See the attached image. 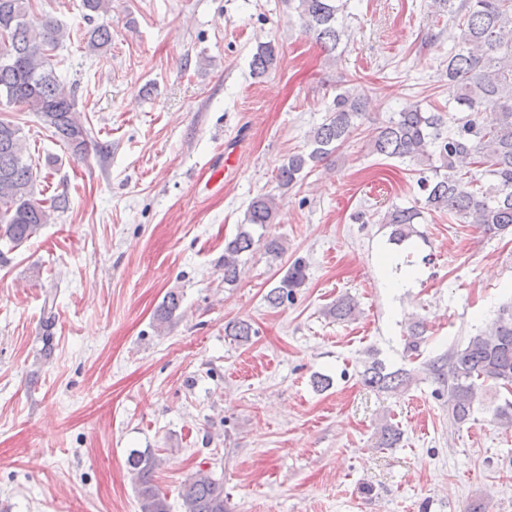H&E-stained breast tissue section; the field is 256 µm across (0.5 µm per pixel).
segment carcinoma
<instances>
[{"label":"carcinoma","mask_w":512,"mask_h":512,"mask_svg":"<svg viewBox=\"0 0 512 512\" xmlns=\"http://www.w3.org/2000/svg\"><path fill=\"white\" fill-rule=\"evenodd\" d=\"M302 28L316 36L328 52L336 51L345 29L339 22L341 0H287ZM448 10L453 49L448 54V106L427 111L406 106L378 128L371 152L386 158L415 161L432 173L420 178L424 201L386 211L381 223L390 228L389 242L401 246L419 235L416 224L424 211L446 212L483 233L512 230V0H435ZM89 52L112 43L107 16L112 0H82ZM32 0H0V101L34 112L53 129L72 155L85 157L92 138L76 110L75 93L67 92L57 75L54 57L65 32L51 17L31 19ZM276 60L273 43H264L251 59V70L265 76ZM464 116L458 117L456 113ZM365 115V95L356 88L337 93L328 115L308 135L307 150L294 153L278 167L279 190L288 191L336 155ZM66 206V200L36 198V176L24 154L21 128L0 119V237L18 247L37 235L48 221L47 209ZM278 197L261 194L248 204L244 222L224 243V285L239 281L241 257L255 244L254 227L273 223ZM305 266L296 260L278 284L264 296L279 307L302 287ZM181 296L167 293L156 314L162 332L180 309ZM358 304L350 296L336 299L327 310L338 322L355 319ZM426 327L417 320L407 328L406 347L417 350ZM224 334L245 344L255 335L244 319L227 324ZM448 386V416L460 426L473 416L477 394L484 385L512 391V302L501 305L494 319L448 355V366H432ZM363 384L384 392L408 386L410 373L388 370L373 359L361 372ZM377 447L395 448L402 439L399 426L388 421L377 432ZM161 463L149 450H134L128 464L135 475L138 512H170L167 495L154 483ZM182 512H226L224 482L199 473L180 490Z\"/></svg>","instance_id":"1"}]
</instances>
